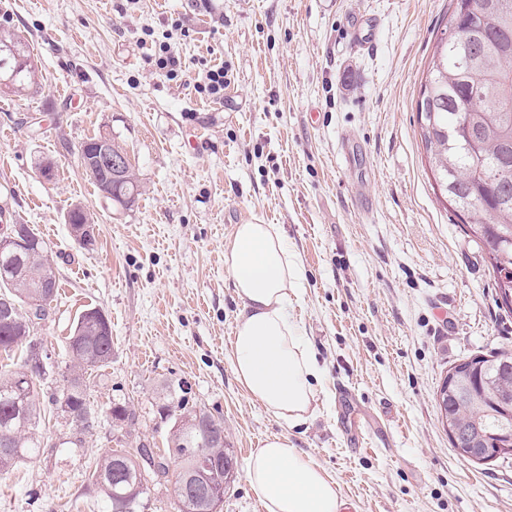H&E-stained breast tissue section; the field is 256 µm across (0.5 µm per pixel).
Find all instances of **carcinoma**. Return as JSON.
I'll list each match as a JSON object with an SVG mask.
<instances>
[{
    "mask_svg": "<svg viewBox=\"0 0 512 512\" xmlns=\"http://www.w3.org/2000/svg\"><path fill=\"white\" fill-rule=\"evenodd\" d=\"M479 2L477 10L465 11L459 0H452L450 38L440 39L435 46L421 84L417 112L434 179L445 186L449 209L456 212L468 206L470 220L465 232L484 251L497 295L501 296L512 292V0ZM0 33L15 43L17 51L6 61L0 59V72L5 68L18 70L12 93L34 92L37 62L16 34L8 30ZM110 192L111 205L130 206L138 195L132 172L111 180ZM67 223L74 227L91 225L94 219L87 208H74L68 211ZM54 279L49 248L33 229L26 228L24 243L18 248L0 252V353L7 360L20 355L16 369L0 365L1 478L40 454L46 403L57 419L58 407L65 405L69 413L65 425L73 431L75 446L84 442L101 415L120 430L135 425V412L127 403L111 404L102 412L94 408L85 392V374L112 362V328L96 307L79 315L67 338L68 361L48 402L41 401L49 357L39 358L36 348L43 343L34 336L35 323L25 310L33 304L51 305L55 297L46 296L45 285ZM483 362L482 377L494 378L500 364L512 365V348H496L483 355ZM506 388L512 389V380L448 399V416L471 431L475 447H483L496 435L512 436V410L499 401ZM157 410L182 421L181 430L169 433L167 451L199 448L227 465L186 492L182 484L195 461L179 459L174 483L177 512H222L224 485L232 468L224 419L190 402L180 383L168 387ZM168 473L166 457L141 442L131 451L114 449L104 455L90 482L111 512H145L150 486L161 483Z\"/></svg>",
    "mask_w": 512,
    "mask_h": 512,
    "instance_id": "carcinoma-1",
    "label": "carcinoma"
}]
</instances>
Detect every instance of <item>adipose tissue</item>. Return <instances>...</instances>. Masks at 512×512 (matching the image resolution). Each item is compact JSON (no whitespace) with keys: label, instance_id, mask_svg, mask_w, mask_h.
I'll return each mask as SVG.
<instances>
[{"label":"adipose tissue","instance_id":"obj_1","mask_svg":"<svg viewBox=\"0 0 512 512\" xmlns=\"http://www.w3.org/2000/svg\"><path fill=\"white\" fill-rule=\"evenodd\" d=\"M224 266L241 303L232 366L250 398L291 425L314 412L319 367L303 328L290 313L303 274L277 224L236 225ZM246 477L268 512H342L335 483L286 438H268L249 460Z\"/></svg>","mask_w":512,"mask_h":512}]
</instances>
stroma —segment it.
Masks as SVG:
<instances>
[{"label":"stroma","instance_id":"obj_1","mask_svg":"<svg viewBox=\"0 0 512 512\" xmlns=\"http://www.w3.org/2000/svg\"><path fill=\"white\" fill-rule=\"evenodd\" d=\"M451 0H0V28L29 44L37 92L0 93V226L49 247L58 295L36 325L53 366L80 313L102 309L112 362L88 376L95 408L129 403L128 447L162 448L165 387L224 419L234 480L222 512H262L248 459L273 435L335 482L344 512H512V459L457 455L436 392L460 359L512 345L482 250L441 198L416 109ZM375 17L370 50L346 36ZM182 69L156 65L160 43ZM223 67V98L198 91ZM111 135L139 185L102 202L81 142ZM357 143L356 162L339 150ZM53 162L51 178L38 168ZM365 185L369 216L350 198ZM95 243L69 232L72 204ZM284 229L303 269L291 312L321 368L312 418L271 415L231 364L241 304L224 267L237 224ZM55 426L39 457L0 478V512H107L88 485L116 443L99 420L81 447Z\"/></svg>","mask_w":512,"mask_h":512}]
</instances>
